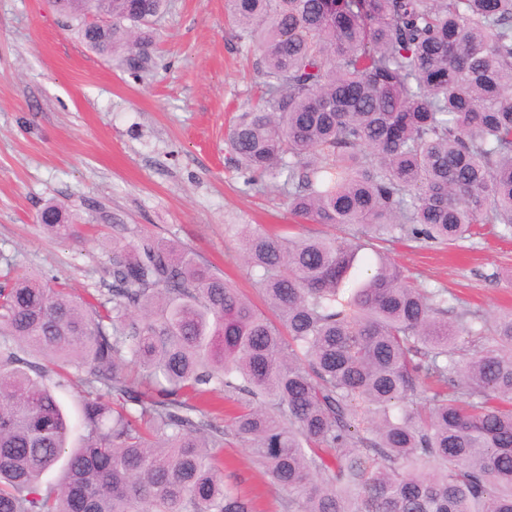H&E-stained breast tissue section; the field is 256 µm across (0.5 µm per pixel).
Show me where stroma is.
<instances>
[{
	"label": "stroma",
	"instance_id": "1",
	"mask_svg": "<svg viewBox=\"0 0 512 512\" xmlns=\"http://www.w3.org/2000/svg\"><path fill=\"white\" fill-rule=\"evenodd\" d=\"M241 48L224 0H169L145 70L131 74L64 27L49 0H0V284L29 274L73 296L102 290L112 238L176 241L256 297L228 224L325 233L294 224L278 188L246 190L225 140L256 100L262 77ZM54 201L87 222L76 241L43 234ZM417 284L458 304L512 311V236L488 233L448 248L386 244ZM224 479L256 512H288L244 442L224 437Z\"/></svg>",
	"mask_w": 512,
	"mask_h": 512
}]
</instances>
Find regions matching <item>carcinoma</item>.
I'll return each instance as SVG.
<instances>
[{
    "instance_id": "carcinoma-1",
    "label": "carcinoma",
    "mask_w": 512,
    "mask_h": 512,
    "mask_svg": "<svg viewBox=\"0 0 512 512\" xmlns=\"http://www.w3.org/2000/svg\"><path fill=\"white\" fill-rule=\"evenodd\" d=\"M167 2L52 5L138 73ZM224 6L264 78L229 160L347 236L225 225L274 321L149 234L112 238L110 308L35 275L0 286V512H254L224 483V429L189 402L206 393L235 405L229 431L295 512H512V312L451 306L377 249L512 235V0ZM39 221L61 239L86 223L54 202ZM69 375L88 387L75 446Z\"/></svg>"
}]
</instances>
